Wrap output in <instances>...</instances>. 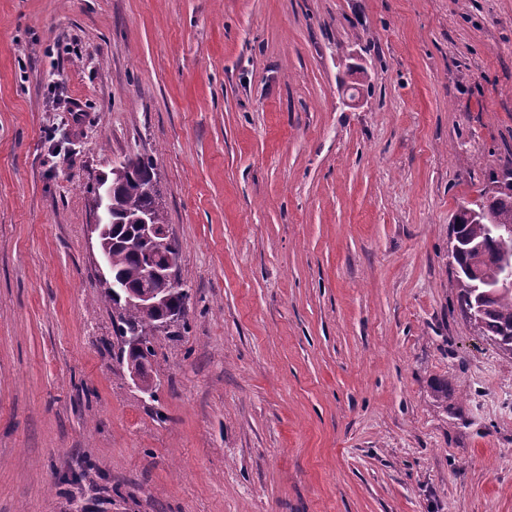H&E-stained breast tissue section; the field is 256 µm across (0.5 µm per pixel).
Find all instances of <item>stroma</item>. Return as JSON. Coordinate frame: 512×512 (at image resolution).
Returning a JSON list of instances; mask_svg holds the SVG:
<instances>
[{
	"mask_svg": "<svg viewBox=\"0 0 512 512\" xmlns=\"http://www.w3.org/2000/svg\"><path fill=\"white\" fill-rule=\"evenodd\" d=\"M135 156L189 293L151 396L90 229ZM496 180L512 0H0V512H512L451 257Z\"/></svg>",
	"mask_w": 512,
	"mask_h": 512,
	"instance_id": "stroma-1",
	"label": "stroma"
}]
</instances>
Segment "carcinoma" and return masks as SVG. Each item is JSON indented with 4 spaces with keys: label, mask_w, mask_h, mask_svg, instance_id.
Listing matches in <instances>:
<instances>
[{
    "label": "carcinoma",
    "mask_w": 512,
    "mask_h": 512,
    "mask_svg": "<svg viewBox=\"0 0 512 512\" xmlns=\"http://www.w3.org/2000/svg\"><path fill=\"white\" fill-rule=\"evenodd\" d=\"M112 186L111 234L107 236V257L112 267V277L121 284L147 285L158 295L159 305L151 308L129 306L125 294L104 289V298L112 304L119 318V337L133 336L146 330L158 329L161 318L174 312L184 314L188 290L183 282L178 286L165 277L150 275V270H162L167 265L169 251L161 250L150 241H143L137 249L129 250L119 241L137 235V219L149 217L153 224H164L166 218L157 192L150 189L154 184V168L150 159L138 157L128 165L112 168L104 176ZM490 224L512 225V183L490 191L486 202L475 210V217L465 220L459 229L461 251L456 275L459 308H466L474 300L473 281L470 271L489 273L496 262V253L488 233ZM512 332V291L496 295L486 303L482 335L496 341H507L505 333ZM120 361L126 366L129 377L139 389L148 395L155 390L154 379L148 368V358L138 352L120 347Z\"/></svg>",
    "instance_id": "1"
}]
</instances>
